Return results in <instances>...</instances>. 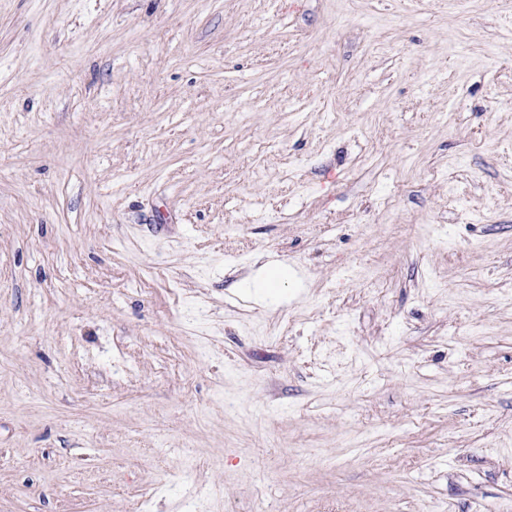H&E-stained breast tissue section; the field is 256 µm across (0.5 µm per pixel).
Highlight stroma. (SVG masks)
I'll return each instance as SVG.
<instances>
[{"mask_svg": "<svg viewBox=\"0 0 512 512\" xmlns=\"http://www.w3.org/2000/svg\"><path fill=\"white\" fill-rule=\"evenodd\" d=\"M0 512H512V0H0Z\"/></svg>", "mask_w": 512, "mask_h": 512, "instance_id": "obj_1", "label": "stroma"}]
</instances>
